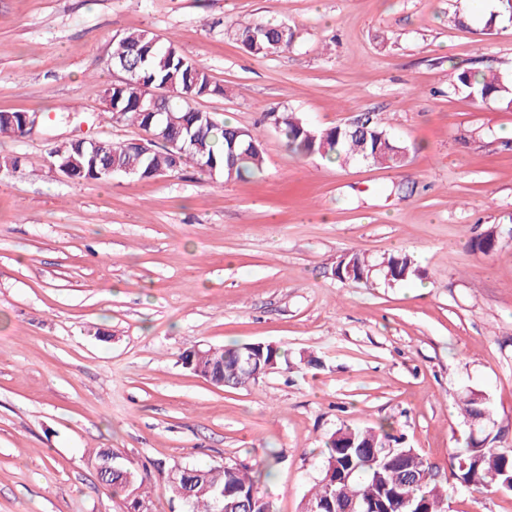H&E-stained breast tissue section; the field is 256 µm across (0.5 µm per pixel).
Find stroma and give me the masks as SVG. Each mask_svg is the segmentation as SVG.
Wrapping results in <instances>:
<instances>
[{
  "label": "stroma",
  "instance_id": "35a3bbf8",
  "mask_svg": "<svg viewBox=\"0 0 512 512\" xmlns=\"http://www.w3.org/2000/svg\"><path fill=\"white\" fill-rule=\"evenodd\" d=\"M484 0H0V111L40 113L0 136V512H127L99 482L110 448L145 476L152 512H184L176 465L276 464L274 512H302L341 427L391 423L434 464L448 512H512L451 473L468 428L457 395L486 393L512 448V109L455 86L459 69L512 78V23ZM296 31L258 58L235 23ZM173 39L224 94L196 100L255 131L244 180L193 167L144 182L71 180L49 149L141 137L104 91L116 34ZM312 128L376 115L404 166L298 156L264 116ZM496 226L490 254L473 239ZM350 251H403L419 278L342 282ZM272 344L288 357L246 389L185 368L197 346Z\"/></svg>",
  "mask_w": 512,
  "mask_h": 512
}]
</instances>
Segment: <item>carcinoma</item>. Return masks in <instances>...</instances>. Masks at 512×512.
Returning a JSON list of instances; mask_svg holds the SVG:
<instances>
[{"label": "carcinoma", "mask_w": 512, "mask_h": 512, "mask_svg": "<svg viewBox=\"0 0 512 512\" xmlns=\"http://www.w3.org/2000/svg\"><path fill=\"white\" fill-rule=\"evenodd\" d=\"M499 20L512 21V0H497L486 26ZM237 36L247 52L255 57L289 49L296 32L286 24L263 20L237 23ZM112 69L121 79L105 89L112 105L111 119L129 123L155 139L150 150L139 151L129 142L103 140L96 155L84 151L81 162L84 178L106 180L102 166L111 164L141 180L183 170L189 163L204 172L214 171L224 180L244 179L260 170L263 147L260 138L248 129L219 123L212 114L192 106L203 97L224 94V87L212 83L207 71L184 56L176 44L147 30L127 31L115 40ZM173 87L163 98L154 115L147 103L140 101L147 86ZM457 87L483 104L512 108V81L496 73L457 74ZM185 119L178 127L169 125L166 113ZM273 121L287 140L292 152L318 155L328 160L347 162L360 158L378 165L400 167L407 158L408 147L392 138L378 119L367 114L355 117L356 124L316 130L292 113H280ZM498 233L489 229L475 238L472 248L483 254L492 252ZM334 274L341 280L369 282L378 277L389 283L420 277V269L406 253H391L379 262L351 251L336 264ZM199 372L232 388L256 383V376L244 361L243 345L234 344L216 351L199 366ZM465 421L482 419L477 439L450 455L453 474L464 486L479 493L512 492V453L505 456L495 446L499 431L495 428L488 398L469 391L458 396ZM465 465H460V462ZM273 462L257 469L244 464L191 467L189 472L174 469L167 480L171 494L176 488L192 483L194 494L187 512H272L267 494L261 490L263 479L271 475ZM124 474L100 480L112 494L131 493L140 489L144 479L128 467ZM365 498L379 504L378 512H446L443 489L433 466L414 449L398 446V438L387 426L353 429L340 428L326 442L325 464L308 497L305 512H331L330 506L344 498Z\"/></svg>", "instance_id": "carcinoma-1"}]
</instances>
